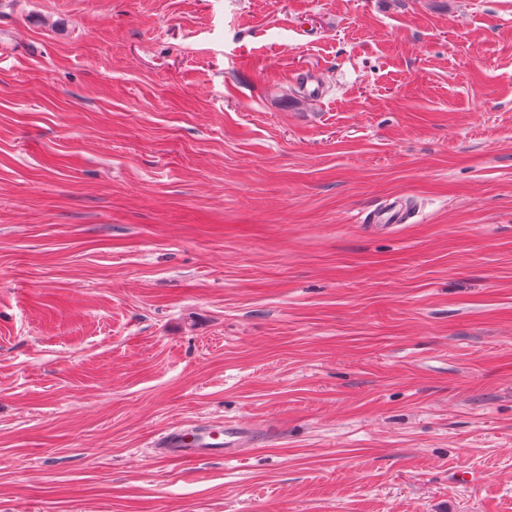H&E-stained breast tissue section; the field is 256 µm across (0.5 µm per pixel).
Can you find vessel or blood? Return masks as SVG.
I'll return each instance as SVG.
<instances>
[{
	"label": "vessel or blood",
	"mask_w": 512,
	"mask_h": 512,
	"mask_svg": "<svg viewBox=\"0 0 512 512\" xmlns=\"http://www.w3.org/2000/svg\"><path fill=\"white\" fill-rule=\"evenodd\" d=\"M411 214L403 203L395 201L384 209L367 214L369 224H404ZM254 440L250 427L232 423L221 427L211 425H190L179 427L160 435L154 442L155 448L172 459H206L214 457H236Z\"/></svg>",
	"instance_id": "obj_1"
}]
</instances>
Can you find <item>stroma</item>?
<instances>
[{
    "label": "stroma",
    "instance_id": "stroma-1",
    "mask_svg": "<svg viewBox=\"0 0 512 512\" xmlns=\"http://www.w3.org/2000/svg\"><path fill=\"white\" fill-rule=\"evenodd\" d=\"M0 512H512V0H0ZM411 213L400 201H394L378 211H372L364 218L368 224H406ZM254 440L250 427L239 424L190 425L161 434L153 448L172 459H206L214 457H236Z\"/></svg>",
    "mask_w": 512,
    "mask_h": 512
}]
</instances>
